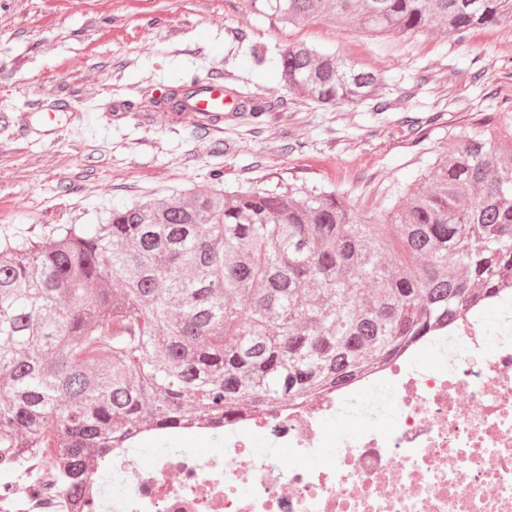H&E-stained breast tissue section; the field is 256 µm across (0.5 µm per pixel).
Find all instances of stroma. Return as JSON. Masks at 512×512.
<instances>
[{
  "mask_svg": "<svg viewBox=\"0 0 512 512\" xmlns=\"http://www.w3.org/2000/svg\"><path fill=\"white\" fill-rule=\"evenodd\" d=\"M290 42L379 71L387 111L292 96L272 65ZM210 78L271 111L228 109L214 128L152 104ZM511 115L507 26L373 38L322 19L286 26L253 15L248 0H0V236L94 224L112 207L217 176L229 191L336 189L354 207L383 210L416 187L441 142ZM389 418L385 402L361 396L323 428ZM181 448L224 451L206 435L174 433L145 439L140 462Z\"/></svg>",
  "mask_w": 512,
  "mask_h": 512,
  "instance_id": "obj_1",
  "label": "stroma"
}]
</instances>
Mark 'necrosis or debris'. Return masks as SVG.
<instances>
[{
	"mask_svg": "<svg viewBox=\"0 0 512 512\" xmlns=\"http://www.w3.org/2000/svg\"><path fill=\"white\" fill-rule=\"evenodd\" d=\"M506 329L488 343L469 312L327 394L190 424L223 437L220 459L185 448L144 467L115 448L95 457L74 492L34 456L0 469V512H512V324ZM434 343L448 347L447 370L415 368ZM380 388L398 396L390 424L323 432L340 404ZM259 430L287 448V468L254 448Z\"/></svg>",
	"mask_w": 512,
	"mask_h": 512,
	"instance_id": "1",
	"label": "necrosis or debris"
}]
</instances>
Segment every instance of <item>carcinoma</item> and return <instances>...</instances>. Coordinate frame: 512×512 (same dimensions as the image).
<instances>
[{
	"instance_id": "carcinoma-1",
	"label": "carcinoma",
	"mask_w": 512,
	"mask_h": 512,
	"mask_svg": "<svg viewBox=\"0 0 512 512\" xmlns=\"http://www.w3.org/2000/svg\"><path fill=\"white\" fill-rule=\"evenodd\" d=\"M269 20L461 36L512 25V0H250ZM293 95L381 96L383 77L305 43L275 58ZM422 189L377 213L336 192L216 185L114 207L47 238L0 237V459L68 463L229 420L344 381L512 277V141L450 138Z\"/></svg>"
}]
</instances>
